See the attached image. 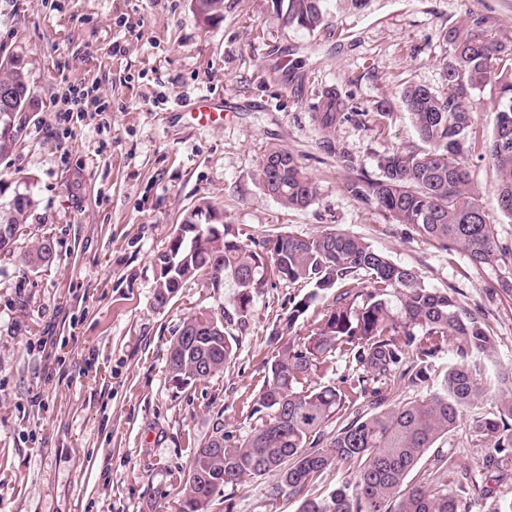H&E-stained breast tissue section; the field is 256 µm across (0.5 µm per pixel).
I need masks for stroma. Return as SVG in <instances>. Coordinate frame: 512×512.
Masks as SVG:
<instances>
[{"instance_id":"35a3bbf8","label":"stroma","mask_w":512,"mask_h":512,"mask_svg":"<svg viewBox=\"0 0 512 512\" xmlns=\"http://www.w3.org/2000/svg\"><path fill=\"white\" fill-rule=\"evenodd\" d=\"M328 12L310 32L285 25L271 0H224L223 17L209 22L197 0H0V47L24 57L33 97L0 182L36 202L25 232L0 251V512H176L201 443L260 426L254 402L278 353L272 333L302 337L333 297L319 296L292 327L284 282L256 289L244 315L230 280L189 281L158 306L156 259L203 201L248 238L363 239L479 312L496 339L491 371L512 377V290L501 286L512 265H473L345 189L379 177L381 157L424 149L400 104L405 84L440 86L444 35L463 21L485 19L512 38V0H328ZM80 83L97 84L109 109L80 113L67 137L56 112L66 86ZM329 88L348 117L326 133L316 114ZM204 98L223 102L221 127L185 111ZM270 145L315 180L309 207L285 208L264 189ZM466 165L512 254L491 164L472 154ZM44 239L54 259L31 267ZM202 313L223 320L234 356L214 376L174 384L170 341ZM501 390L492 384L463 410L439 454L484 464L475 422ZM276 480L225 487L208 512H298L299 499L267 498Z\"/></svg>"}]
</instances>
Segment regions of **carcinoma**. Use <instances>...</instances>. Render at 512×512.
<instances>
[{"label": "carcinoma", "mask_w": 512, "mask_h": 512, "mask_svg": "<svg viewBox=\"0 0 512 512\" xmlns=\"http://www.w3.org/2000/svg\"><path fill=\"white\" fill-rule=\"evenodd\" d=\"M284 22L309 31L326 19V0H271ZM448 56L442 64L443 87L408 84L401 106L408 112L427 149L393 153L379 162L380 177L346 183L357 199L375 204L400 224H409L422 238L442 247L463 250L475 265L505 264L478 192L464 164L465 152L476 148L473 114L475 94L487 85L498 90L492 134L482 150L496 173L499 208L512 220V41L492 35L485 22L472 19L446 33ZM0 83L14 87L13 111L0 112V156L9 154L24 131L31 108L30 88L21 55L0 49ZM342 102L328 90L318 122L324 131L335 124ZM260 178L269 193L288 209H302L317 198V186L292 153L270 146L262 155ZM33 197L12 196L0 202V249L26 226ZM174 268L170 274L186 282L211 280L213 287L234 281V302L248 311L252 293L265 266L275 279L304 284L312 291L288 297V325L295 324L319 292L336 290L331 307L310 324L306 337L288 341L268 367L259 394L268 420L242 440L212 436L197 448L184 477L178 512H208L214 495L243 478L275 472L278 481L267 490L277 500L296 497L337 466L349 479L329 495L305 498L299 512H470L463 496L492 493L485 471L467 466L443 467L434 460L422 482L406 487L409 474L436 441L454 431L462 410L482 396L485 361L496 342L481 318L446 292L421 283L412 268L390 261L360 238L325 232L310 238L288 232L270 236L253 249L237 234L207 236L198 244L171 240ZM197 319L185 321L169 345V372L193 382L197 364L206 361L215 372L234 355L224 334L204 336ZM448 364L439 388L393 408L388 393L399 383L419 388L430 378L446 348ZM356 364V374L319 385L310 379L329 368L336 352ZM370 399L371 411L358 414L332 436L327 424L341 412ZM493 448L498 468L512 460V390L493 399L491 417L477 426Z\"/></svg>", "instance_id": "1"}]
</instances>
